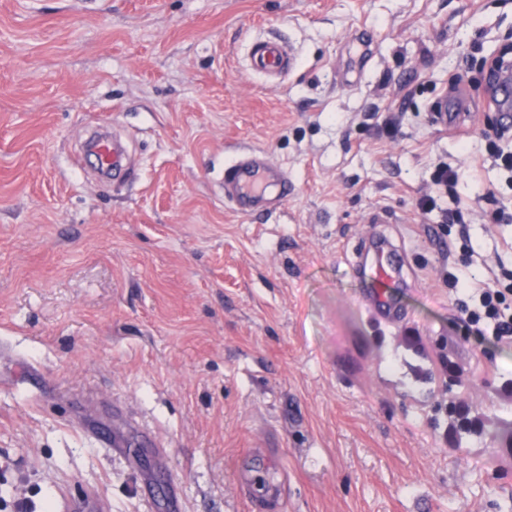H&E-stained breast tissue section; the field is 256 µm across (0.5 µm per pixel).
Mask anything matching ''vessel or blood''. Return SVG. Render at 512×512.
Returning <instances> with one entry per match:
<instances>
[{
	"label": "vessel or blood",
	"mask_w": 512,
	"mask_h": 512,
	"mask_svg": "<svg viewBox=\"0 0 512 512\" xmlns=\"http://www.w3.org/2000/svg\"><path fill=\"white\" fill-rule=\"evenodd\" d=\"M252 69L262 75L278 76L290 71L294 57L290 47L274 39H259L249 50ZM101 171L119 172L125 167V154L117 143L99 139L94 147ZM287 186L284 173L268 164L263 156L251 154L236 158L224 169V196L246 213L262 212L268 208L269 182ZM372 261L368 267L372 292L369 296L370 309L374 315L387 324L398 323L401 312L387 296V290L401 276V264L395 246L391 242L372 238L367 245Z\"/></svg>",
	"instance_id": "obj_1"
}]
</instances>
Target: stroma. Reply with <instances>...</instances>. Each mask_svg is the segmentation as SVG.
<instances>
[{
  "instance_id": "35a3bbf8",
  "label": "stroma",
  "mask_w": 512,
  "mask_h": 512,
  "mask_svg": "<svg viewBox=\"0 0 512 512\" xmlns=\"http://www.w3.org/2000/svg\"><path fill=\"white\" fill-rule=\"evenodd\" d=\"M274 37L296 64L271 80L248 52ZM507 43L512 0H0L7 502L254 512L247 476L284 483L269 512H512V346L458 312L512 269L483 69ZM458 103L453 137L432 116ZM107 127L118 182L83 150ZM248 152L290 188L257 215L224 198ZM374 233L404 259L396 325L366 308Z\"/></svg>"
}]
</instances>
